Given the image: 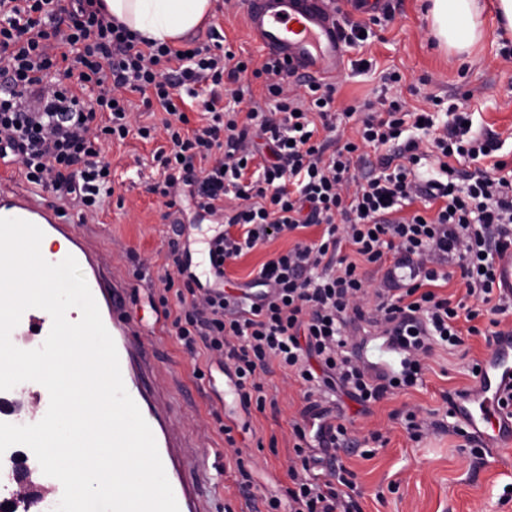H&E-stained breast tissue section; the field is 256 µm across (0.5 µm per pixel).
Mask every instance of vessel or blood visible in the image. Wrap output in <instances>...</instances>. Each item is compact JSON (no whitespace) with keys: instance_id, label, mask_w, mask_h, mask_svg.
<instances>
[{"instance_id":"vessel-or-blood-1","label":"vessel or blood","mask_w":512,"mask_h":512,"mask_svg":"<svg viewBox=\"0 0 512 512\" xmlns=\"http://www.w3.org/2000/svg\"><path fill=\"white\" fill-rule=\"evenodd\" d=\"M338 0H246L253 41L268 56L281 61L296 78L321 85L330 83L345 60V44L338 29ZM15 165L0 161V217L19 218L40 227L46 237L67 240L65 252L48 255L51 263L72 255L90 287L101 318L119 355L125 387L138 405L152 432H159L161 417L147 395L143 381L130 369V339L156 335L158 327L135 321L126 311L130 289L111 275L107 259L93 250L62 204L45 192L17 188ZM495 277L503 296L512 299V252L496 261ZM51 316L41 309L24 312L11 333L13 344H30L33 336L47 337ZM512 388V336H501L480 363L476 387L454 401L453 415L473 435L499 454L512 450V408L502 400ZM22 391H0V422L14 423L23 408Z\"/></svg>"}]
</instances>
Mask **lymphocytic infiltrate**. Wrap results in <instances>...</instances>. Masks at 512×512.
I'll return each instance as SVG.
<instances>
[{"label": "lymphocytic infiltrate", "instance_id": "obj_1", "mask_svg": "<svg viewBox=\"0 0 512 512\" xmlns=\"http://www.w3.org/2000/svg\"><path fill=\"white\" fill-rule=\"evenodd\" d=\"M97 2L0 0V155L85 221L116 192L104 147L131 135L164 139L147 192L169 208L190 196L197 212L223 216L224 228L212 237L216 271L203 280L191 269L185 225H173L170 260L149 299L182 346H204L243 409H265L273 371L300 385L292 485L285 497H264V512H362L353 473L333 462L349 443L334 415L336 391L366 406L422 384L435 346L494 338L500 316L512 312L495 283L497 258L512 251V166L496 156L498 137L470 127L466 101L449 104L440 126L398 97L340 108L335 85L298 86L270 57L251 67L218 31L209 44L176 49L137 39ZM246 66L263 81L260 97L237 85ZM225 95L232 107L222 105ZM190 98L199 102L195 122ZM156 110L160 122L141 121ZM344 118L357 119L355 138H342ZM364 147L379 153L367 172ZM488 153L489 167L466 175L455 167ZM424 159L437 177L422 178ZM418 199L422 209L402 215ZM313 226L318 240L296 241L227 289L228 262ZM365 264L385 268L381 287L369 286ZM453 265L462 302L439 292ZM485 314L489 327L478 329ZM357 322L400 351L399 372L359 357L349 330Z\"/></svg>", "mask_w": 512, "mask_h": 512}]
</instances>
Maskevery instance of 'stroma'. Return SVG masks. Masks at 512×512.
Returning a JSON list of instances; mask_svg holds the SVG:
<instances>
[{
    "label": "stroma",
    "mask_w": 512,
    "mask_h": 512,
    "mask_svg": "<svg viewBox=\"0 0 512 512\" xmlns=\"http://www.w3.org/2000/svg\"><path fill=\"white\" fill-rule=\"evenodd\" d=\"M213 2L211 16L189 36L187 46L208 43L209 31L215 28L225 36L227 47L261 61L264 52L249 38L243 5ZM422 4L423 0H392L393 21L373 26L367 42L348 47L336 77L337 99L355 104L385 89L401 96L407 107L420 108L428 96L440 97L447 105L469 96L475 128L498 134L499 154L512 164V63L502 58V39L492 31L472 48L469 58L448 56L432 40ZM360 60L366 61V69H357ZM393 72L400 75V82L384 84L383 75ZM121 192L123 205H109L86 224L85 231L92 247L110 255L115 274L132 285L130 316L151 321L156 313L148 305L147 291L159 285L156 269L168 255L171 226L160 198L147 193L144 183L126 181ZM135 253L152 259V270L141 279L131 260ZM488 324V317L478 318V334L466 337L455 351L436 349L426 360L420 386L366 408L337 394L336 410L351 422V443L336 450L335 457L354 473L363 493V512H512V458L472 453L445 399L472 385L469 367L490 349L482 334ZM134 353L149 372V386L173 425L177 447L171 461L206 512H247L235 483L241 465L253 473L254 494H285L290 484L288 460L294 455L290 422L304 405L298 385L281 372L268 375L266 383L276 390L278 407L237 411L239 421L249 422L250 429L236 432L237 447L232 450L216 420L224 412L223 394L199 391L193 375L195 367L205 366V356L191 358L167 331L145 337ZM409 411L437 422L438 430L414 439L405 422ZM374 431L383 434L384 443L371 439ZM259 437L275 440V447L257 448ZM207 457L218 458L219 467L198 470L195 460Z\"/></svg>",
    "instance_id": "35a3bbf8"
}]
</instances>
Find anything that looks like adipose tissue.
I'll return each instance as SVG.
<instances>
[{
  "mask_svg": "<svg viewBox=\"0 0 512 512\" xmlns=\"http://www.w3.org/2000/svg\"><path fill=\"white\" fill-rule=\"evenodd\" d=\"M107 12L143 37L180 44L211 7V0H103ZM433 31L448 50L464 52L485 34L483 0H429Z\"/></svg>",
  "mask_w": 512,
  "mask_h": 512,
  "instance_id": "1",
  "label": "adipose tissue"
}]
</instances>
